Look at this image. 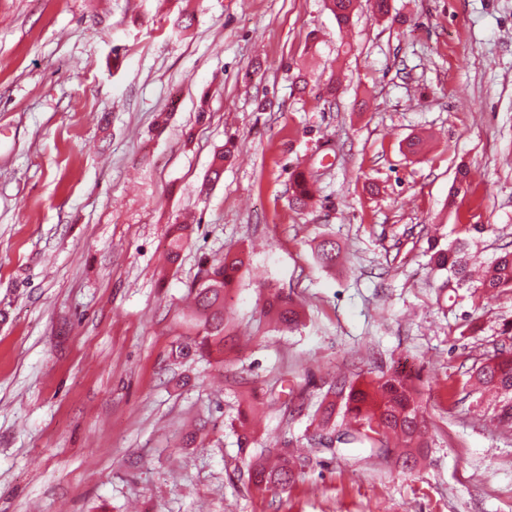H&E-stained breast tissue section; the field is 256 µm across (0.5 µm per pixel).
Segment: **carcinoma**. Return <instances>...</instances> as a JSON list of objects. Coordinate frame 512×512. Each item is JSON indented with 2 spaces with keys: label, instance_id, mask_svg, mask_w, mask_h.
<instances>
[{
  "label": "carcinoma",
  "instance_id": "obj_1",
  "mask_svg": "<svg viewBox=\"0 0 512 512\" xmlns=\"http://www.w3.org/2000/svg\"><path fill=\"white\" fill-rule=\"evenodd\" d=\"M357 0H325L338 26L348 24L356 10ZM234 154V144L224 145L213 157L209 181L220 180L224 162ZM291 204L298 209L308 207L314 193L305 172L295 169L290 176ZM484 224H464L458 236L446 248H430L431 269L448 272L446 286L454 291L471 287L468 266L470 234L483 233ZM194 232L191 224H172L167 232V258L175 263ZM318 262L327 268L336 266L340 248L331 239L319 242L315 250ZM245 266L243 253L227 252L224 256L202 263L197 279L189 286L194 295V309L184 316L185 331L181 334L173 356L187 360L196 355L216 351L224 354V342L229 332V317L224 305L227 288ZM478 287L485 293L512 290V249L502 248L485 272ZM264 313L277 325L292 328L300 322L301 310L295 300L279 288L268 286L264 293ZM486 395L489 421L497 425L512 424V349L502 347L487 357L468 378ZM314 429L305 435L309 448L325 446L336 436L339 445L367 448L379 457H389L391 449L400 448L403 469L413 470L425 448L426 421L424 409L413 376L393 372L366 382L356 383L345 377L332 382L317 408L312 412ZM310 456L294 454L288 441L279 448H263L251 457L247 466V484L257 490H283L296 477L305 473Z\"/></svg>",
  "mask_w": 512,
  "mask_h": 512
}]
</instances>
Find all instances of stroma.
<instances>
[{
	"label": "stroma",
	"mask_w": 512,
	"mask_h": 512,
	"mask_svg": "<svg viewBox=\"0 0 512 512\" xmlns=\"http://www.w3.org/2000/svg\"><path fill=\"white\" fill-rule=\"evenodd\" d=\"M390 5L359 0L342 31L324 0H0V512H512V427L450 397L504 344L512 291L445 289L426 256L463 224L490 227L481 261L512 243V0ZM228 251L247 263L224 365L175 362L188 287ZM267 283L297 328L263 315ZM401 365L428 428L415 470L322 448L290 488L247 487L239 408L265 414L254 445L299 440L298 405ZM290 190L291 204L298 209L307 208L314 199L312 184L305 172L299 168L291 172ZM193 224H170L167 232V258L171 263L179 260L194 232Z\"/></svg>",
	"instance_id": "35a3bbf8"
}]
</instances>
